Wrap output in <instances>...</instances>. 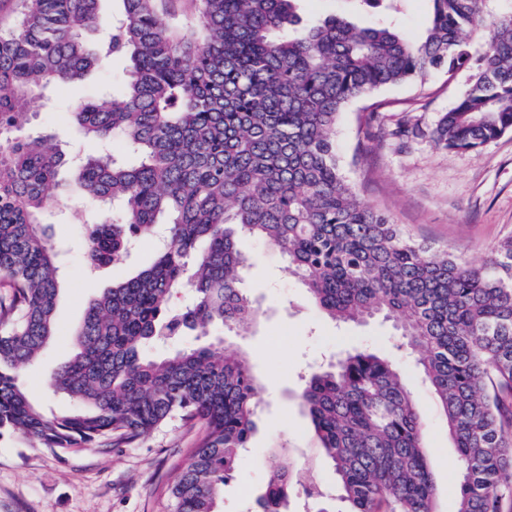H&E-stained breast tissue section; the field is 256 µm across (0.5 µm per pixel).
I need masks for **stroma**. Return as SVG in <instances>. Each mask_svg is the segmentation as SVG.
<instances>
[{"mask_svg": "<svg viewBox=\"0 0 512 512\" xmlns=\"http://www.w3.org/2000/svg\"><path fill=\"white\" fill-rule=\"evenodd\" d=\"M127 68V60L117 57L82 82L51 89L32 120V130L53 132L75 143L69 112L87 97L115 90ZM469 76L465 69L451 78L438 71L425 84L388 86L373 100L350 103L336 127V143L342 172L365 202L415 239L479 264L512 239V132L476 152L443 149L432 138L439 117L467 89ZM75 208L74 201L62 198L47 215L63 267L57 332L42 357L19 375L41 407L57 414L68 410L69 402L53 393L49 376L71 353L72 328L90 301L113 281L155 258L146 243L122 264L89 270L84 259L86 227L75 221ZM245 247L252 264L244 286L264 316L233 342L249 354L265 393L257 428L224 486L223 512H255V500L268 481L266 461L277 448L289 452L296 474L319 464L321 482L335 488L333 468L297 400L302 377L342 350L393 342L387 322L334 326L309 303L277 248L255 240ZM405 372L434 450L431 471L438 512H456L460 477L446 422L413 367ZM198 435V430L175 422L135 446L86 447L57 455L23 435L0 434V512H171L168 489Z\"/></svg>", "mask_w": 512, "mask_h": 512, "instance_id": "stroma-1", "label": "stroma"}]
</instances>
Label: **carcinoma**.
Listing matches in <instances>:
<instances>
[{
	"mask_svg": "<svg viewBox=\"0 0 512 512\" xmlns=\"http://www.w3.org/2000/svg\"><path fill=\"white\" fill-rule=\"evenodd\" d=\"M300 0H198L196 23L162 19L158 0H17L0 22V433L58 454L132 445L172 421L201 425L170 486L173 512H220L247 447L263 385L246 354L213 341L147 351L216 327L248 332L262 312L241 288L242 241L278 248L332 321L392 323L441 411L460 472L457 512L512 503V241L481 265L413 240L341 174L336 125L346 105L444 68L471 71L443 113L436 145L477 151L512 131V3L430 0L422 33L395 21L397 0H353L358 23L302 27ZM481 36L475 55L469 38ZM123 56L118 91L71 114L78 146L25 135L52 86ZM97 215L86 263L120 262L161 233L154 261L92 300L73 353L51 373L66 414L19 384L56 335L61 268L44 224L59 197ZM336 474L343 512H437L432 449L395 355L369 346L312 371L299 394ZM258 512L295 494L337 512L323 484L295 485L278 453Z\"/></svg>",
	"mask_w": 512,
	"mask_h": 512,
	"instance_id": "cac0c4a2",
	"label": "carcinoma"
}]
</instances>
